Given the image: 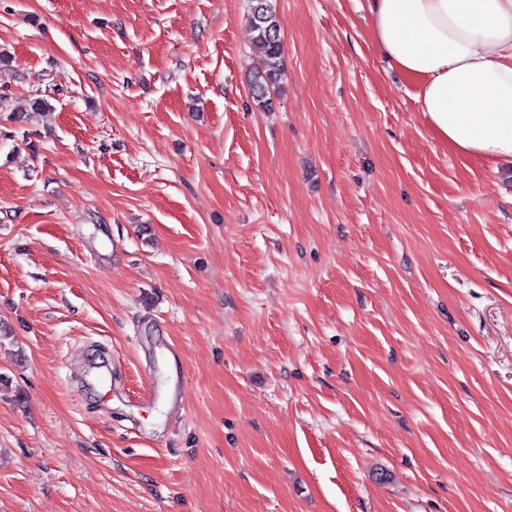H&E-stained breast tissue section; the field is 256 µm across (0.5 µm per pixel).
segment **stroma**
Listing matches in <instances>:
<instances>
[{
  "label": "stroma",
  "instance_id": "obj_1",
  "mask_svg": "<svg viewBox=\"0 0 512 512\" xmlns=\"http://www.w3.org/2000/svg\"><path fill=\"white\" fill-rule=\"evenodd\" d=\"M250 4L0 0V512H512V167ZM250 26L260 57L250 80V95L258 109L272 106L271 94L276 93L283 79V43L280 23L271 0H252Z\"/></svg>",
  "mask_w": 512,
  "mask_h": 512
}]
</instances>
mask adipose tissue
Segmentation results:
<instances>
[{"mask_svg": "<svg viewBox=\"0 0 512 512\" xmlns=\"http://www.w3.org/2000/svg\"><path fill=\"white\" fill-rule=\"evenodd\" d=\"M381 55L434 137L512 165V0H366Z\"/></svg>", "mask_w": 512, "mask_h": 512, "instance_id": "adipose-tissue-1", "label": "adipose tissue"}]
</instances>
